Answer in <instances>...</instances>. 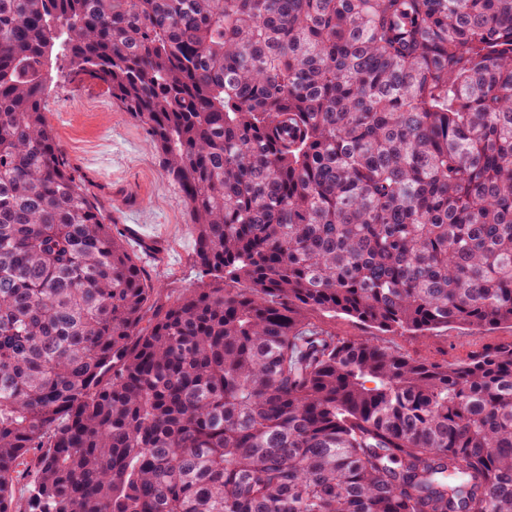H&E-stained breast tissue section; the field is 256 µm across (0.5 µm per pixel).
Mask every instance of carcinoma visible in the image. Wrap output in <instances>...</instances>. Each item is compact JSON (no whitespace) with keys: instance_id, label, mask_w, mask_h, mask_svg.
Segmentation results:
<instances>
[{"instance_id":"obj_1","label":"carcinoma","mask_w":512,"mask_h":512,"mask_svg":"<svg viewBox=\"0 0 512 512\" xmlns=\"http://www.w3.org/2000/svg\"><path fill=\"white\" fill-rule=\"evenodd\" d=\"M55 50L222 287L161 300L71 175ZM314 313L512 324V0H0V512H512V340ZM313 320L335 331L336 336L368 339L391 346L412 358L437 362H457L482 345L499 340H512L511 324L499 325L481 335H472L468 330L448 326L427 336H415L369 329L343 315L336 318L314 315Z\"/></svg>"}]
</instances>
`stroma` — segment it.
Listing matches in <instances>:
<instances>
[{
    "label": "stroma",
    "mask_w": 512,
    "mask_h": 512,
    "mask_svg": "<svg viewBox=\"0 0 512 512\" xmlns=\"http://www.w3.org/2000/svg\"><path fill=\"white\" fill-rule=\"evenodd\" d=\"M43 95L47 121L74 177L94 203L117 226H125L134 210L141 241H128L151 281L165 293L196 287L199 270L193 261V238L183 195L163 171L145 129L115 102L107 87L94 79L71 78L62 59H51ZM317 323L340 337L368 339L410 357L457 362L480 346L512 340L505 324L475 335L448 327L426 335L381 332L346 316H317Z\"/></svg>",
    "instance_id": "obj_1"
}]
</instances>
